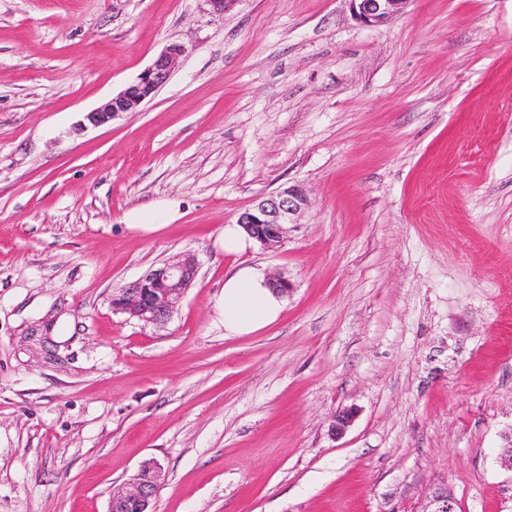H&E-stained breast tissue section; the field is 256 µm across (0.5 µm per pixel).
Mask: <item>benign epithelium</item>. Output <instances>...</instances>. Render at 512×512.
<instances>
[{"label": "benign epithelium", "instance_id": "obj_1", "mask_svg": "<svg viewBox=\"0 0 512 512\" xmlns=\"http://www.w3.org/2000/svg\"><path fill=\"white\" fill-rule=\"evenodd\" d=\"M354 18L367 27H377L402 13L410 0H348ZM189 52L183 43L168 45L138 77L101 107L89 112L94 126L134 111L168 80L176 62ZM304 187L291 185L258 198L238 215L237 223L263 248L281 246L285 225L298 223L309 207ZM199 263L193 256L167 261L140 279L120 289L112 298L114 310L147 324H165L176 306L194 284ZM163 483L161 468L144 465L131 481L112 491L108 512H154V503ZM425 512H458L457 501L447 490L435 492Z\"/></svg>", "mask_w": 512, "mask_h": 512}]
</instances>
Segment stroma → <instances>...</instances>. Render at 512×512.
Instances as JSON below:
<instances>
[{
  "instance_id": "obj_1",
  "label": "stroma",
  "mask_w": 512,
  "mask_h": 512,
  "mask_svg": "<svg viewBox=\"0 0 512 512\" xmlns=\"http://www.w3.org/2000/svg\"><path fill=\"white\" fill-rule=\"evenodd\" d=\"M289 184L278 250L216 248ZM159 201L171 224H125ZM187 253L165 325L113 310ZM243 266L293 290L228 337ZM511 445L512 0L376 28L348 0H0V512H107L148 462L156 512H512ZM189 52L183 43L168 45L138 77L101 107L88 112L86 119L94 126L113 120L119 114L133 112L168 80L176 62Z\"/></svg>"
}]
</instances>
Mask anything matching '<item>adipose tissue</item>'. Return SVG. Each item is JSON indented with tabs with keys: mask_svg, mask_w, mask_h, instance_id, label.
<instances>
[{
	"mask_svg": "<svg viewBox=\"0 0 512 512\" xmlns=\"http://www.w3.org/2000/svg\"><path fill=\"white\" fill-rule=\"evenodd\" d=\"M284 297L270 287L266 275L244 267L227 276L220 313L224 333L246 336L275 322L284 308Z\"/></svg>",
	"mask_w": 512,
	"mask_h": 512,
	"instance_id": "obj_1",
	"label": "adipose tissue"
}]
</instances>
